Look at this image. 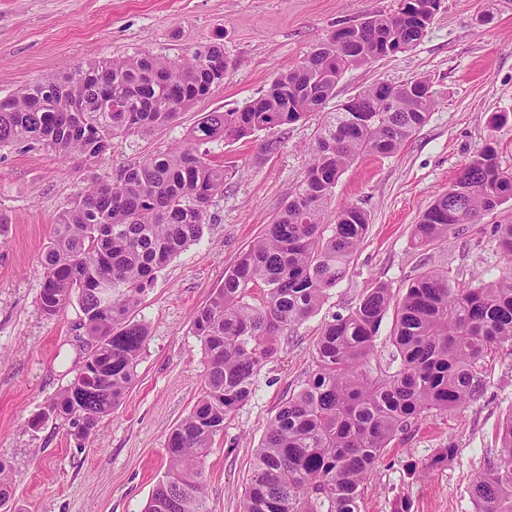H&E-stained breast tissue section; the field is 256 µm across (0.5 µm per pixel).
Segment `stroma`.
I'll list each match as a JSON object with an SVG mask.
<instances>
[{"label":"stroma","mask_w":512,"mask_h":512,"mask_svg":"<svg viewBox=\"0 0 512 512\" xmlns=\"http://www.w3.org/2000/svg\"><path fill=\"white\" fill-rule=\"evenodd\" d=\"M395 0H0V97L79 62L149 51L168 59L221 42L234 68L223 85L147 136L112 140L104 161L59 158L23 144L0 149V459L12 467L18 512H143L168 459L171 430L201 392L205 361L194 333L198 310L224 284V273L292 198L310 163L323 116L208 144L210 159L232 167L214 198L201 238L176 255L141 295L136 320L148 340L121 404L89 438L48 408L73 378L84 350L82 312L58 316L38 307L40 265L56 215L85 186L119 167L184 140L201 113L243 107L346 21L392 10ZM430 79L436 105L427 122L390 156L367 155L339 178L326 220L357 207L369 216L350 276L319 310L282 338L256 378L251 400L224 423L205 459L209 512H243L254 453L283 402L312 368V350L333 314L347 312L384 283L402 296L426 269L453 285L502 278L512 263L493 229L512 224V200L448 240L417 245L415 224L450 187L472 153L494 143L512 170V0H441L412 50L347 70L336 85L344 101L375 82ZM280 141L276 152L268 138ZM482 397L435 412L398 433L364 486L360 512H391L407 497L411 512H475L469 489L512 411V344L481 361ZM455 454L430 474L421 466L439 449Z\"/></svg>","instance_id":"35a3bbf8"}]
</instances>
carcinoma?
Instances as JSON below:
<instances>
[{"mask_svg":"<svg viewBox=\"0 0 512 512\" xmlns=\"http://www.w3.org/2000/svg\"><path fill=\"white\" fill-rule=\"evenodd\" d=\"M412 12L372 13L353 24L336 52L330 34L269 90L241 109L207 112L183 143L116 169L83 188L56 217L42 259L39 308L54 317L72 300L91 338L89 374L74 376L51 405L90 436L133 383L148 337L132 318L156 274L207 224L212 199L224 193L227 169L202 147L245 140L319 112L344 71L386 57V44L406 52L425 35L440 0H412ZM234 64L219 43L178 60L148 51L93 61L0 98V148L39 145L61 158L100 162L117 136H146L224 83ZM436 104L430 81L376 82L357 92L346 112H328L294 197L224 274V285L198 312L194 328L206 359L201 395L168 436L169 464L144 512H208L204 457L224 421L245 405L281 338L320 307L349 273L369 222L348 207L327 229L324 215L340 176L359 158L393 154L426 122ZM512 200V172L496 147L482 145L453 191L439 194L414 225L422 245L448 239ZM331 234H326V231ZM512 258V224L495 226ZM260 290L254 296V290ZM394 310L393 369L371 364L375 338ZM512 342V277L477 287L451 285L429 269L400 299L378 284L345 315L326 322L302 388L280 407L258 448L245 488L244 512H360L368 476L400 431L435 411L478 400V363ZM455 454L443 448L424 469ZM470 494L477 512H512V410L486 453ZM10 465L0 460V512H10Z\"/></svg>","mask_w":512,"mask_h":512,"instance_id":"carcinoma-1","label":"carcinoma"}]
</instances>
